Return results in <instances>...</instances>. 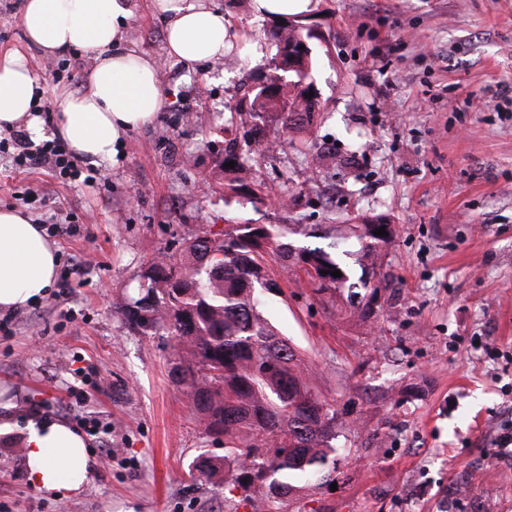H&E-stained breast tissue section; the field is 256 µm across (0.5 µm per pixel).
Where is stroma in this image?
<instances>
[{"label":"stroma","mask_w":512,"mask_h":512,"mask_svg":"<svg viewBox=\"0 0 512 512\" xmlns=\"http://www.w3.org/2000/svg\"><path fill=\"white\" fill-rule=\"evenodd\" d=\"M273 54L275 22L243 0H213ZM20 0H0V55L25 53L51 105L79 92L94 53L29 51ZM315 117L271 126L280 148L246 175L266 201L205 190L220 177L224 114L260 74L163 54L159 17L139 0L127 43L158 56L166 102L86 185L46 169L18 173L0 153V206L35 223L87 215L57 238L59 274L33 308L0 312V403L12 412L100 422L92 484L55 499L33 487L20 435L0 436V512H228L224 488L194 475L223 454L180 382L172 341L145 336L120 306L161 253L224 220L304 224L308 246L358 216L381 217L374 313L327 309L295 268L272 265L264 316L299 352L342 432L336 480L289 512H512V0H319ZM28 189L26 200L13 199ZM87 262L81 279L73 263ZM95 366L77 378L75 369ZM79 386L81 402L69 389ZM115 454L106 457L103 443Z\"/></svg>","instance_id":"obj_1"}]
</instances>
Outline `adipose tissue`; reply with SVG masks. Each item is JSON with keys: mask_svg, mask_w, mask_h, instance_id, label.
<instances>
[{"mask_svg": "<svg viewBox=\"0 0 512 512\" xmlns=\"http://www.w3.org/2000/svg\"><path fill=\"white\" fill-rule=\"evenodd\" d=\"M318 0H247L251 14L273 21L302 19ZM164 22L167 56L191 68L220 61L241 40L230 19L211 0H150ZM134 17L133 0H23L21 23L28 45L44 56L88 47L95 53L84 91L54 102V136L78 157L109 162L122 137L155 119L164 103L158 64L152 56L125 48ZM39 81L26 55L0 57V130L25 129L43 138L44 121L34 112ZM57 248L30 217L0 207V310L32 307L46 299L57 280ZM23 431L27 478L32 486L62 498L93 480L87 442L63 418L31 416L25 426L0 418V434Z\"/></svg>", "mask_w": 512, "mask_h": 512, "instance_id": "ef3b65f1", "label": "adipose tissue"}]
</instances>
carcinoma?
I'll return each instance as SVG.
<instances>
[{"label": "carcinoma", "mask_w": 512, "mask_h": 512, "mask_svg": "<svg viewBox=\"0 0 512 512\" xmlns=\"http://www.w3.org/2000/svg\"><path fill=\"white\" fill-rule=\"evenodd\" d=\"M305 31L286 21L275 34L276 52L267 63L276 93L257 90L249 108L238 107L224 117V131L236 120L250 118V142H266L267 127L286 130L304 124L313 105L305 94L314 81L313 57L279 58L282 46L299 45ZM222 169L228 189L242 197L250 185L241 176L244 162L237 140L225 141ZM254 225L226 220L221 238L199 235L178 252L155 260L143 273L140 292L121 305L133 329L174 340L176 356L185 366L183 380L203 417L205 430L224 439V454L203 455L194 470L214 484L243 489L252 512H282L302 490L331 476L336 452V410L322 400L305 372L298 352L264 317L263 292L278 287L259 279L267 258L298 267L316 294L351 288L348 269L319 248L298 246L294 236H308L303 224H265L263 241L253 240ZM336 247L355 237L362 256L376 266L383 241L369 224H339ZM338 270L328 284H313L314 273Z\"/></svg>", "instance_id": "cac0c4a2"}]
</instances>
